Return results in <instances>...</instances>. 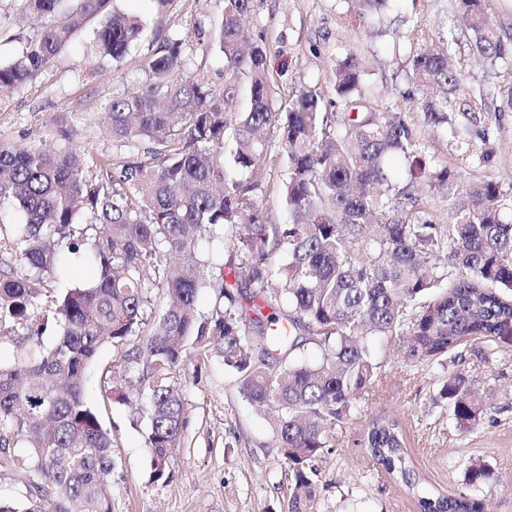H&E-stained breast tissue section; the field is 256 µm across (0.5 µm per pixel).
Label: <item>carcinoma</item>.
<instances>
[{"label": "carcinoma", "instance_id": "carcinoma-1", "mask_svg": "<svg viewBox=\"0 0 512 512\" xmlns=\"http://www.w3.org/2000/svg\"><path fill=\"white\" fill-rule=\"evenodd\" d=\"M24 2L33 35L0 65V97L36 80L91 20L95 66L124 60L143 32L139 19L112 11V0ZM347 2L361 22L389 4ZM455 2L462 24L446 47L417 29L409 58L420 96L406 99L425 125H455L448 153L480 166L493 155L501 109L451 59L477 53L494 62L512 55V42H504L484 0ZM253 3L224 0L216 39L222 89L188 72L184 40L163 37L145 64L146 83L110 100L108 125L128 148L124 162L0 145V209L12 205L21 216L0 248L30 270L20 276L0 268V323L24 340L51 318L60 327L51 347L26 345L17 361L0 366V472L26 488L23 501L0 499V512H112V440L85 399L88 370L105 343L119 348L138 339L136 355L100 374L99 389L109 401L147 400L154 480L181 444L178 376L190 343L221 358L243 397L274 413L273 445L293 475L284 512H312L314 462L380 372L369 338L405 339L412 356L433 364L468 339L512 336V186L472 181L459 193L460 172L444 165L436 180L453 223H433L414 182L388 183L389 159H404L411 171L427 160L404 116H384L366 92L357 55L336 64L334 111H319L321 95L312 89L280 104L268 48L241 26ZM242 82L251 107L235 112ZM270 127L288 153L282 224L269 223L258 204L264 167L274 161L262 136ZM206 237L225 240L234 259L199 262ZM57 245L76 264L93 263L97 278L63 291L51 283ZM449 267L454 278L439 291ZM211 268L234 283L222 281L211 314L200 318L196 298L212 287ZM155 289L166 298L159 312ZM308 343L322 350L316 364L294 358ZM140 359L146 374L134 381L126 371ZM438 399L463 434L487 415L461 374L444 382ZM19 441L29 448L23 462L11 452ZM359 444L407 488L415 512H490L464 493H420L422 476L396 417L375 415ZM488 474L485 462L473 460L465 480L477 484Z\"/></svg>", "mask_w": 512, "mask_h": 512}]
</instances>
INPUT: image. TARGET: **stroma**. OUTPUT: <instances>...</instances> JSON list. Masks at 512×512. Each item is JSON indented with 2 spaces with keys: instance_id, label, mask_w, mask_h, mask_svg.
Returning a JSON list of instances; mask_svg holds the SVG:
<instances>
[{
  "instance_id": "35a3bbf8",
  "label": "stroma",
  "mask_w": 512,
  "mask_h": 512,
  "mask_svg": "<svg viewBox=\"0 0 512 512\" xmlns=\"http://www.w3.org/2000/svg\"><path fill=\"white\" fill-rule=\"evenodd\" d=\"M117 10L137 16L145 37L118 64L90 72L84 29L57 64L39 79L0 99V144L29 142L61 148L59 128L76 121L71 148L92 150L113 162L127 150L113 141L102 120L105 102L132 92L148 75L144 64L159 35L187 41L192 74L210 85H224V58L214 46L222 0H114ZM346 0H255L245 20L250 34L263 38L267 65L278 80L283 100L312 88L333 96L329 75L338 58L356 53L368 91L379 103L400 107L431 163L409 177L401 163L389 167L392 181H414L425 210L438 224H450L448 201L432 186L437 165L449 163L446 127L423 124L420 112L404 102L411 86L409 44L422 23L436 37H447L459 21L455 0H400L365 23L351 20ZM32 30L21 0H0V63L18 56ZM268 139L276 158L267 167V191L258 203L271 223L284 215L278 187L287 174L286 152L277 130ZM489 165L474 170L461 165L463 181L492 179L512 185V109H506L493 141ZM369 349L383 370L381 382L354 402L355 415L333 429L328 452L315 463L317 512H414L409 497L376 469L358 443L368 421L380 411L396 415L405 426L411 450L429 487L448 495L490 500L494 512H512V342L466 341L450 350L443 364L412 358L406 342L371 339ZM121 350L103 346L89 370L87 402L100 408L112 437L113 512H281L291 485L288 466L271 447V419L239 392L237 380L220 358L185 353L182 383V444L161 480L151 476L145 409L103 404L98 369L118 362ZM464 375L482 395L489 415L469 434L459 433L445 403L437 402L442 380ZM482 459L493 474L475 486L464 476L470 461Z\"/></svg>"
}]
</instances>
